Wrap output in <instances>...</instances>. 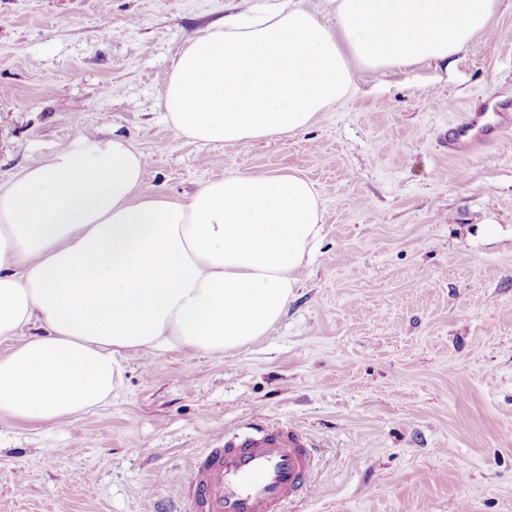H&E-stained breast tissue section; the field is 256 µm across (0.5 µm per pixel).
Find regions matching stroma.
<instances>
[{"instance_id": "35a3bbf8", "label": "stroma", "mask_w": 512, "mask_h": 512, "mask_svg": "<svg viewBox=\"0 0 512 512\" xmlns=\"http://www.w3.org/2000/svg\"><path fill=\"white\" fill-rule=\"evenodd\" d=\"M257 2L0 0L1 185L118 134L148 159L144 192L297 171L324 226L268 335L139 354L63 423L1 417L0 512H162L206 438L250 422L318 441L315 491L287 512H512V132L467 155L441 143L512 99V0L449 65L359 73L302 133L181 138L161 104L173 59Z\"/></svg>"}]
</instances>
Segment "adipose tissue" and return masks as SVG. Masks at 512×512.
I'll return each instance as SVG.
<instances>
[{"mask_svg": "<svg viewBox=\"0 0 512 512\" xmlns=\"http://www.w3.org/2000/svg\"><path fill=\"white\" fill-rule=\"evenodd\" d=\"M266 0L191 37L162 92L176 131L245 145L297 134L357 73L445 62L496 0ZM147 160L123 136L77 140L0 187V416L91 412L133 356L221 354L284 317L322 232L320 192L297 172L214 179L174 199L142 192ZM37 335H29V328Z\"/></svg>", "mask_w": 512, "mask_h": 512, "instance_id": "ef3b65f1", "label": "adipose tissue"}]
</instances>
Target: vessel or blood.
<instances>
[{"label":"vessel or blood","mask_w":512,"mask_h":512,"mask_svg":"<svg viewBox=\"0 0 512 512\" xmlns=\"http://www.w3.org/2000/svg\"><path fill=\"white\" fill-rule=\"evenodd\" d=\"M509 130L512 114L494 103L449 128L448 150L466 153ZM206 444L189 487L179 492L189 512H282L314 486L313 440L293 429L271 425Z\"/></svg>","instance_id":"1"}]
</instances>
